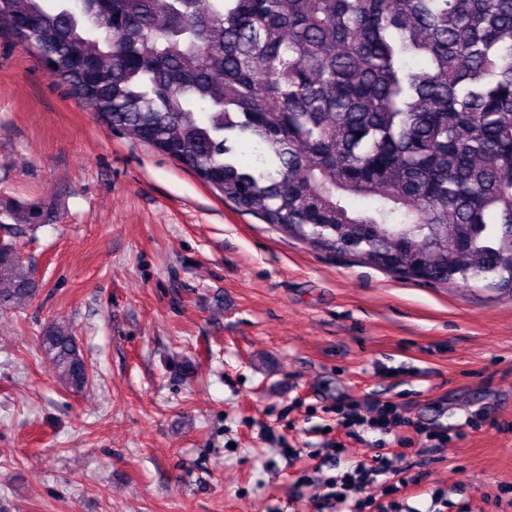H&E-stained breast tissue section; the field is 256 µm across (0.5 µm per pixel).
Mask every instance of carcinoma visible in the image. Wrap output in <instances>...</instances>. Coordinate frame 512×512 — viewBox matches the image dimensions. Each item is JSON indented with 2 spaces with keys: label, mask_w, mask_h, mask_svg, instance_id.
<instances>
[{
  "label": "carcinoma",
  "mask_w": 512,
  "mask_h": 512,
  "mask_svg": "<svg viewBox=\"0 0 512 512\" xmlns=\"http://www.w3.org/2000/svg\"><path fill=\"white\" fill-rule=\"evenodd\" d=\"M0 29L108 127L264 223L512 297V0H0ZM36 291L1 242L0 309ZM41 347L87 386L69 325Z\"/></svg>",
  "instance_id": "carcinoma-1"
}]
</instances>
